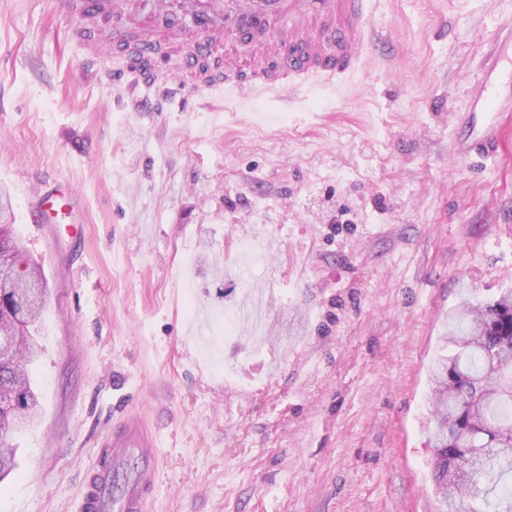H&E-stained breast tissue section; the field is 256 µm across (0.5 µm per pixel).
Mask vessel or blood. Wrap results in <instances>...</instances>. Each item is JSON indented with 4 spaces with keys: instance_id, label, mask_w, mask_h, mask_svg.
Returning <instances> with one entry per match:
<instances>
[{
    "instance_id": "vessel-or-blood-1",
    "label": "vessel or blood",
    "mask_w": 512,
    "mask_h": 512,
    "mask_svg": "<svg viewBox=\"0 0 512 512\" xmlns=\"http://www.w3.org/2000/svg\"><path fill=\"white\" fill-rule=\"evenodd\" d=\"M69 15L92 22L113 14L134 27L116 30L114 40L131 38L133 49L156 69L162 50H176L199 64L189 89L208 95L217 89L249 105L256 94L280 98L288 88L319 79L333 85L355 72L363 55L388 57L397 47L374 22V0H57ZM512 82V44L498 43L473 89L471 109L486 123L463 129L454 143L464 160L489 157L501 130L500 113L512 112L503 93ZM31 223H67L72 245H79L83 220L73 186L66 181L30 191ZM157 463L152 431L130 417L101 443L97 464L86 477L81 512H145Z\"/></svg>"
}]
</instances>
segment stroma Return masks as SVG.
I'll list each match as a JSON object with an SVG mask.
<instances>
[{
	"label": "stroma",
	"instance_id": "1",
	"mask_svg": "<svg viewBox=\"0 0 512 512\" xmlns=\"http://www.w3.org/2000/svg\"><path fill=\"white\" fill-rule=\"evenodd\" d=\"M54 2L0 0V189L48 288L0 512H78L127 414L159 439L149 512H439L430 371L449 314L512 289V112L492 156L448 153L512 0H378L394 59L248 109L117 88ZM52 177L80 255L23 218Z\"/></svg>",
	"mask_w": 512,
	"mask_h": 512
}]
</instances>
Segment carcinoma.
<instances>
[{"mask_svg":"<svg viewBox=\"0 0 512 512\" xmlns=\"http://www.w3.org/2000/svg\"><path fill=\"white\" fill-rule=\"evenodd\" d=\"M0 251L16 258L0 266V294L12 302L10 283L42 268L11 233L0 239ZM41 316L39 308L17 336L0 307V336L14 337L0 367V398L14 401L10 409L0 406V482L16 467L21 427L11 425L12 414L40 405L32 365ZM443 342L447 353L434 362L429 426L443 512H512V291L490 302H466L451 315Z\"/></svg>","mask_w":512,"mask_h":512,"instance_id":"carcinoma-1","label":"carcinoma"}]
</instances>
